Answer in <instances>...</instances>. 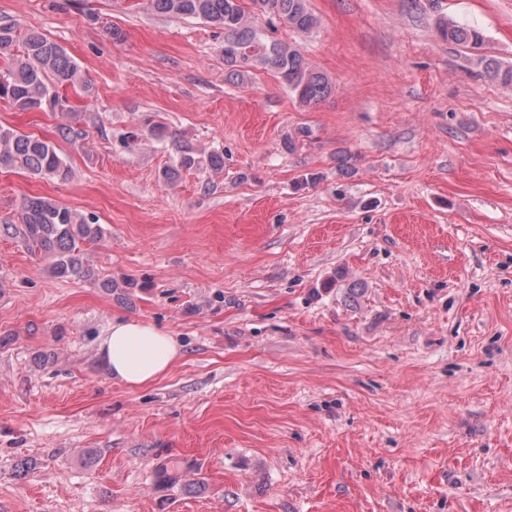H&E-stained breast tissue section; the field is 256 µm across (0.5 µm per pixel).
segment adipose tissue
<instances>
[{
  "label": "adipose tissue",
  "mask_w": 512,
  "mask_h": 512,
  "mask_svg": "<svg viewBox=\"0 0 512 512\" xmlns=\"http://www.w3.org/2000/svg\"><path fill=\"white\" fill-rule=\"evenodd\" d=\"M180 354L173 336L135 320L112 321L103 334L98 355L112 378L137 388L167 374Z\"/></svg>",
  "instance_id": "adipose-tissue-1"
}]
</instances>
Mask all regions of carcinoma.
Returning a JSON list of instances; mask_svg holds the SVG:
<instances>
[{"label":"carcinoma","instance_id":"cac0c4a2","mask_svg":"<svg viewBox=\"0 0 512 512\" xmlns=\"http://www.w3.org/2000/svg\"><path fill=\"white\" fill-rule=\"evenodd\" d=\"M159 13L203 19L224 29V65L238 75L259 64L278 75L304 106L324 101L332 92L328 78L316 70L296 49L286 48L262 37L246 19L240 0H151ZM267 15L268 25H277L307 34L318 25L308 0H252ZM451 42L478 49L483 33L474 27L450 23L441 27ZM21 46L20 53L15 47ZM486 72L505 86H512V67L482 58ZM79 86L89 92L75 62L45 35L30 31L22 36L11 26H0V99L16 110L32 112L46 103H57L53 86ZM205 166L214 172L224 169V153L206 156L188 147L178 150L173 164L163 170V178L176 182L181 171ZM0 168L41 177L65 180L69 167L56 147L34 136L0 127ZM20 233L33 248L51 259V271L58 277L90 278L93 270L85 259L84 247L102 239L104 228L92 216L79 213L46 197H28L19 212Z\"/></svg>","mask_w":512,"mask_h":512}]
</instances>
